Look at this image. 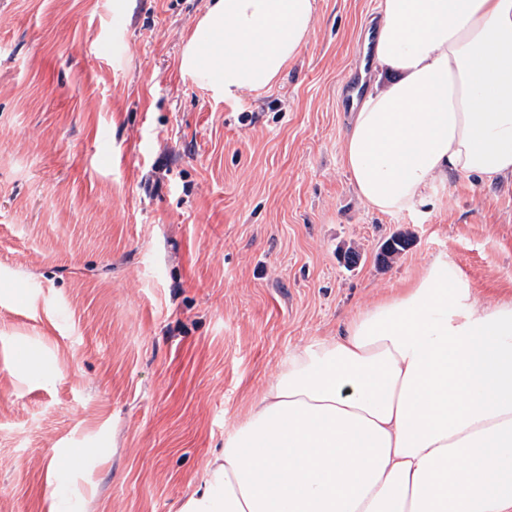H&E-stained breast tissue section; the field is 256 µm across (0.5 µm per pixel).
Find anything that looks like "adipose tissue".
Here are the masks:
<instances>
[{
    "instance_id": "1",
    "label": "adipose tissue",
    "mask_w": 512,
    "mask_h": 512,
    "mask_svg": "<svg viewBox=\"0 0 512 512\" xmlns=\"http://www.w3.org/2000/svg\"><path fill=\"white\" fill-rule=\"evenodd\" d=\"M315 12L211 0L181 71L216 97L264 89ZM371 64L343 147L370 209L512 178V0H379ZM180 512H512V303L479 304L431 260L288 357Z\"/></svg>"
}]
</instances>
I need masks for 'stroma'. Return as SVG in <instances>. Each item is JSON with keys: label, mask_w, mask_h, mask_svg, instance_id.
Listing matches in <instances>:
<instances>
[{"label": "stroma", "mask_w": 512, "mask_h": 512, "mask_svg": "<svg viewBox=\"0 0 512 512\" xmlns=\"http://www.w3.org/2000/svg\"><path fill=\"white\" fill-rule=\"evenodd\" d=\"M378 2L317 0L223 100L179 66L209 0H0V512H178L280 364L432 258L512 302V181L356 195L338 96ZM409 245L408 239L402 234H393L386 239L379 252V260L383 264L393 262Z\"/></svg>", "instance_id": "1"}]
</instances>
